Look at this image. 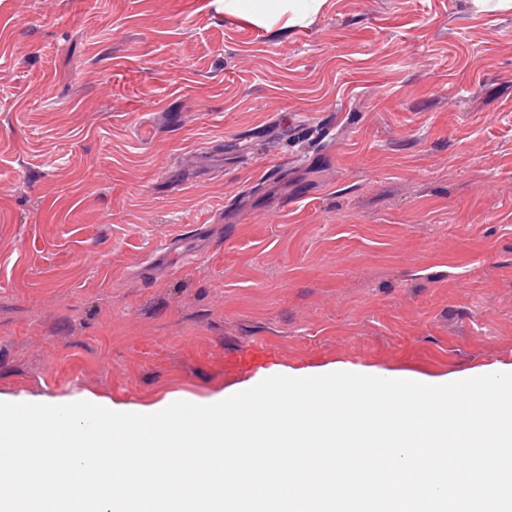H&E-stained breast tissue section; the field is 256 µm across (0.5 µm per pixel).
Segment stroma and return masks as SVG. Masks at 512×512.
Listing matches in <instances>:
<instances>
[{"instance_id": "1", "label": "stroma", "mask_w": 512, "mask_h": 512, "mask_svg": "<svg viewBox=\"0 0 512 512\" xmlns=\"http://www.w3.org/2000/svg\"><path fill=\"white\" fill-rule=\"evenodd\" d=\"M256 343L512 364V9L0 0V393L200 404ZM294 0H226L225 8L246 14L252 19H260L274 16L280 19L284 15L291 13L286 19V24L290 25L295 21L296 15L293 9Z\"/></svg>"}]
</instances>
